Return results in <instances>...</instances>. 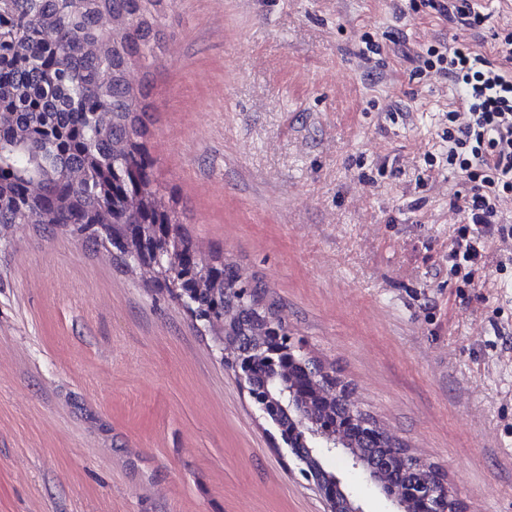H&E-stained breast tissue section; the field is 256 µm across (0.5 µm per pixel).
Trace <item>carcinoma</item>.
<instances>
[{
    "label": "carcinoma",
    "mask_w": 512,
    "mask_h": 512,
    "mask_svg": "<svg viewBox=\"0 0 512 512\" xmlns=\"http://www.w3.org/2000/svg\"><path fill=\"white\" fill-rule=\"evenodd\" d=\"M163 0H0V226H60L118 257L142 246L164 253L144 261L159 288L187 303L201 326L225 337L250 361L253 393L279 397L289 377L320 374L254 359L250 337L267 325L288 328L260 280L241 276L218 252L202 256L175 202L154 186L155 159L145 145V94L127 78L155 57L163 36ZM301 404L310 420L342 418L336 392L323 387ZM282 432L301 448L302 432L281 408Z\"/></svg>",
    "instance_id": "carcinoma-1"
}]
</instances>
